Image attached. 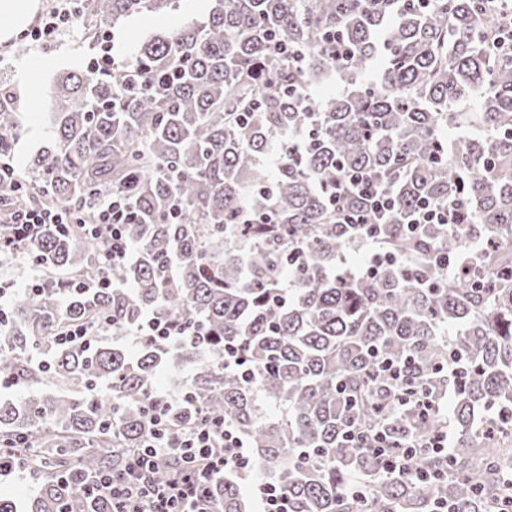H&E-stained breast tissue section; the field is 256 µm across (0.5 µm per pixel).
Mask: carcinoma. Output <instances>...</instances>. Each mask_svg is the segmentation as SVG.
Masks as SVG:
<instances>
[{"label":"carcinoma","instance_id":"cac0c4a2","mask_svg":"<svg viewBox=\"0 0 512 512\" xmlns=\"http://www.w3.org/2000/svg\"><path fill=\"white\" fill-rule=\"evenodd\" d=\"M173 0H86L87 31ZM512 5L492 0H214L200 23L139 44L114 71L79 69L48 88L51 139L30 161L26 201L81 203L127 196L136 250L122 288L67 292L101 260L97 243L47 225L35 254L60 276L18 299L0 327V375L53 390L0 398V455L38 480L24 505L0 495V512H112L75 477L122 473L151 438L160 368L192 371L171 429L221 416L245 436L259 471L288 494L293 512H497L512 475V53L497 50ZM334 33L349 55H330ZM276 38L305 52L300 64L270 51ZM336 78L322 101L303 92ZM475 103L471 111L462 102ZM19 124L0 90V153ZM476 126L475 137L445 129ZM283 141L273 173L262 164ZM389 187L392 212L368 216L383 251L419 258L372 275L337 272L355 241L336 223L331 193L343 176ZM459 198L461 228L406 216L420 199ZM488 242L481 278L445 276L433 256ZM302 249L303 261L294 252ZM288 275L295 290L274 302ZM150 310L186 328L170 349L146 338L129 352L119 336ZM110 322L90 348L57 344L70 324ZM201 326L204 340L193 339ZM240 347L255 375L224 369ZM457 371L448 376V359ZM407 368L395 379L382 361ZM453 387L450 417L420 411L422 393ZM286 408L265 417L259 397ZM452 427L449 454L418 449L420 482L381 474L377 438L393 450ZM360 475L362 496L345 492ZM208 512H245L237 483H207Z\"/></svg>","mask_w":512,"mask_h":512}]
</instances>
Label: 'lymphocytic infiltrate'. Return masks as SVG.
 <instances>
[{
  "label": "lymphocytic infiltrate",
  "instance_id": "f902f5d3",
  "mask_svg": "<svg viewBox=\"0 0 512 512\" xmlns=\"http://www.w3.org/2000/svg\"><path fill=\"white\" fill-rule=\"evenodd\" d=\"M336 203L340 223L350 226L353 235L370 250L372 260H380L383 252L364 213L389 210V192L379 188L370 175L353 172L338 186ZM84 214L91 221L82 230L101 245L103 262L91 277L73 281L74 291L122 287L118 272L133 254L125 229L131 215L123 195L79 205L60 202L50 207L32 206L21 200L10 217L9 234H0V256L24 261L28 277L0 283V318L5 317L12 297L26 292L28 280L43 284L50 280L47 269L36 261L32 251L43 226L52 224L65 232L72 228L75 218ZM170 447L180 450L181 468L176 476L163 479L158 475L159 451ZM253 468L254 459L242 435L224 420L211 419L172 431L161 446L138 450L127 474L102 472L87 477L85 484L111 496L113 512H202V485L210 475L224 472L244 477Z\"/></svg>",
  "mask_w": 512,
  "mask_h": 512
}]
</instances>
